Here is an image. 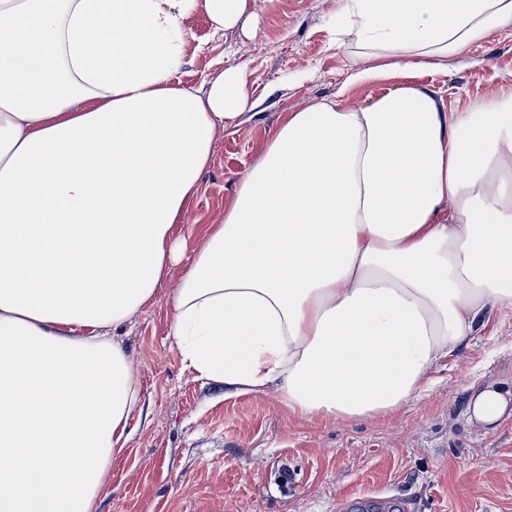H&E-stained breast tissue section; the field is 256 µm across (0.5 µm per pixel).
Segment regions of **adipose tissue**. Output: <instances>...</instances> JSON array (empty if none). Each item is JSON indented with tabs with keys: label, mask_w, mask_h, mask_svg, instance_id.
I'll list each match as a JSON object with an SVG mask.
<instances>
[{
	"label": "adipose tissue",
	"mask_w": 512,
	"mask_h": 512,
	"mask_svg": "<svg viewBox=\"0 0 512 512\" xmlns=\"http://www.w3.org/2000/svg\"><path fill=\"white\" fill-rule=\"evenodd\" d=\"M336 33L412 70L512 28V0H340ZM249 0H0V512H94L138 403L113 332L178 259L173 228L230 67L175 78L185 25ZM187 366L292 412L382 418L512 304V96L400 86L292 113L170 295Z\"/></svg>",
	"instance_id": "obj_1"
}]
</instances>
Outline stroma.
Instances as JSON below:
<instances>
[{
	"mask_svg": "<svg viewBox=\"0 0 512 512\" xmlns=\"http://www.w3.org/2000/svg\"><path fill=\"white\" fill-rule=\"evenodd\" d=\"M339 0H250V15L215 29L204 8L186 24L183 85L228 67L245 72L252 109L218 132L199 190L174 235L187 251L222 223L236 188L288 115L319 100L357 108L414 84L446 109L512 94V30H493L437 65L352 83L381 61L337 44ZM173 265L155 296L117 332L139 382L124 450L113 456L97 512H336L337 501L386 491L418 512H512V423L472 418L488 387L512 390V307L488 311L469 344L431 368L428 390L380 419L306 420L276 393L225 394L184 363L171 334Z\"/></svg>",
	"mask_w": 512,
	"mask_h": 512,
	"instance_id": "1",
	"label": "stroma"
}]
</instances>
